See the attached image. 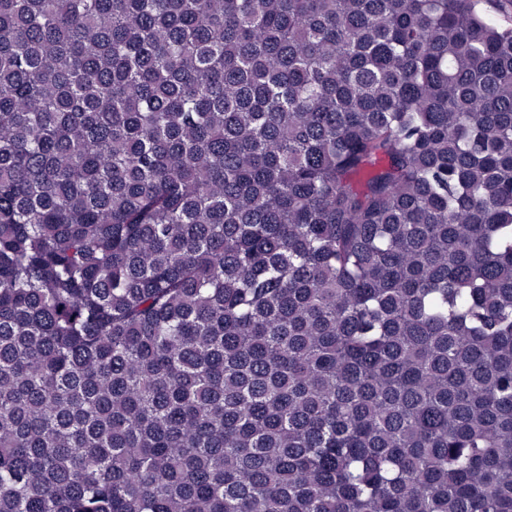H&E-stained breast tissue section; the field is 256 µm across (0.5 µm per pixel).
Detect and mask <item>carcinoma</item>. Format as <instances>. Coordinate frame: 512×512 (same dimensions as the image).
Returning <instances> with one entry per match:
<instances>
[{"instance_id":"obj_1","label":"carcinoma","mask_w":512,"mask_h":512,"mask_svg":"<svg viewBox=\"0 0 512 512\" xmlns=\"http://www.w3.org/2000/svg\"><path fill=\"white\" fill-rule=\"evenodd\" d=\"M512 0H0V512H512Z\"/></svg>"}]
</instances>
